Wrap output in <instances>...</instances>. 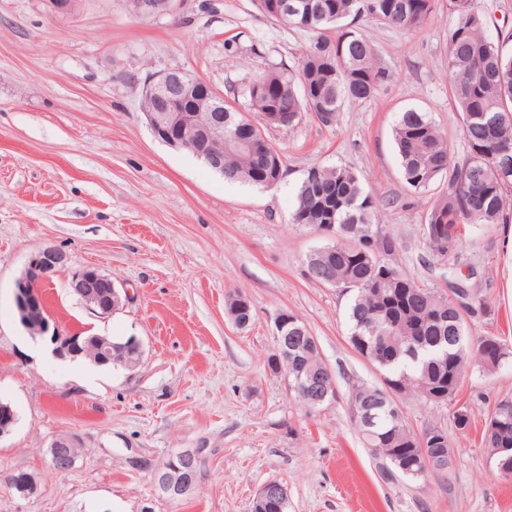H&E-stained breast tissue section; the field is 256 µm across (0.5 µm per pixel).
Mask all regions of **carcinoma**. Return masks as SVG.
Instances as JSON below:
<instances>
[{"label":"carcinoma","mask_w":512,"mask_h":512,"mask_svg":"<svg viewBox=\"0 0 512 512\" xmlns=\"http://www.w3.org/2000/svg\"><path fill=\"white\" fill-rule=\"evenodd\" d=\"M271 0H255L257 9L272 23L307 35L298 65L243 64L245 78L228 88L234 102L224 103V173L222 177L264 188V173L281 182L285 168L279 152L263 140L264 112H281L294 127L310 115L324 127L336 125L342 103L362 102L376 96L390 79V71L374 44L359 28L371 19L400 31L419 29L435 14L440 0H296L299 13L280 19ZM455 16L448 30L449 93L460 116V131L467 155L453 160L448 133L427 113L407 109L393 127V139L402 180L411 195L420 198L436 185L439 193L425 208L422 227L428 262L447 265L463 244L466 224L512 223V29L487 35L490 16L479 0H446ZM336 201L333 229H325V207ZM294 224L333 237L312 250L307 272L320 284H336L347 299L348 343L383 376V385L352 384L349 410L374 415L368 425L354 422L367 447L385 462L389 476L414 480L432 472L425 456L451 457L448 434L441 426L414 430L400 406L415 395L443 404L455 397L471 368H484L490 348L501 343L495 336H475L470 322L492 315L487 296L466 282L470 302L457 305L451 298L460 277L448 269V290L429 288L411 279L393 260L397 240L379 229L382 209L365 190L359 175L346 166L309 168L298 185L291 215ZM389 278L378 285L379 269ZM250 300L229 296L226 311L240 327L254 317ZM288 319V352L280 357L288 386L307 408L314 404L302 387L309 372L325 366L311 332L297 316ZM453 424L460 432L471 426V408L457 405ZM512 442V397L494 404L483 432L488 449Z\"/></svg>","instance_id":"1"}]
</instances>
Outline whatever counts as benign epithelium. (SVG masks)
I'll use <instances>...</instances> for the list:
<instances>
[{
    "label": "benign epithelium",
    "instance_id": "7a95c632",
    "mask_svg": "<svg viewBox=\"0 0 512 512\" xmlns=\"http://www.w3.org/2000/svg\"><path fill=\"white\" fill-rule=\"evenodd\" d=\"M176 2L178 0H167L163 5L158 0H142L145 8L139 17L149 18L164 9L169 11ZM144 94L152 97L156 104V112L146 113L151 131L158 140L173 148L183 145L181 132L184 125L169 119L164 113L173 112L177 104L189 101L192 107L180 112V115L195 119L202 113L206 114L205 120L195 124L196 142L204 146V149L196 150V156L212 167L224 166V149L212 148L215 140L224 137V95L218 93L207 80L182 69H167L153 74L145 85ZM68 262L67 253L51 245L42 246L29 256L14 284L20 322L32 339L50 342L53 353L60 359L91 351L108 362L112 360V342L105 337L93 336L82 340L78 334L61 333L50 317L36 316L38 309L44 307L40 288L64 269ZM70 288L86 309L97 317L108 316L122 305L121 289L116 282L93 267L74 273ZM287 325L286 314H276L274 337L283 349L288 347ZM331 377L332 372L327 367L324 372L307 378L306 390L314 402L325 401L329 391L335 389ZM17 423L18 416L12 406L0 402V440L10 436ZM75 445L76 440L70 436L62 435L53 439L47 449L50 468L58 473L72 470L77 462V457L71 451ZM200 456V451L196 449L180 451L170 457L165 465L153 467L151 475L159 492L171 499H183L195 494L199 488L195 470ZM287 497L285 486L277 480H270L260 487L254 502L262 505Z\"/></svg>",
    "mask_w": 512,
    "mask_h": 512
}]
</instances>
